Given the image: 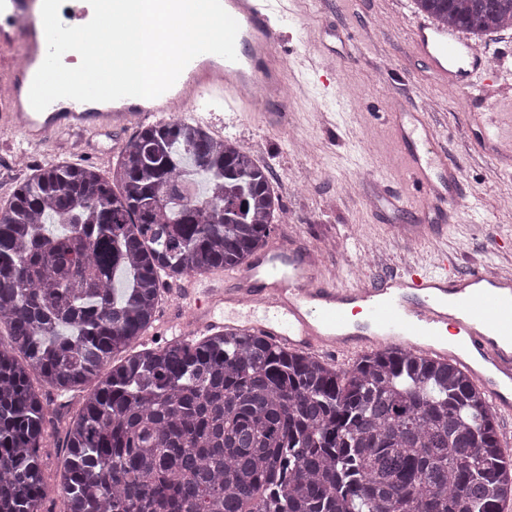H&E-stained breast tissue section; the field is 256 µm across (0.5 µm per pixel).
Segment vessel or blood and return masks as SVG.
<instances>
[{"instance_id": "b4317fda", "label": "vessel or blood", "mask_w": 512, "mask_h": 512, "mask_svg": "<svg viewBox=\"0 0 512 512\" xmlns=\"http://www.w3.org/2000/svg\"><path fill=\"white\" fill-rule=\"evenodd\" d=\"M236 19V61L194 58L176 83L154 99L126 97L101 106L59 99L43 112L29 102L33 77L47 44L42 0L0 5V129L17 132L26 147L50 136L92 137L132 122L162 121L202 92L218 88L228 102H243L265 125L281 128L289 118L279 101L286 89L283 59L275 51L281 34L271 23L269 0H221ZM63 24L89 21L87 0L61 6ZM417 53L434 74L461 94L475 79L500 78V68L459 33L419 22L412 31ZM404 155L403 183L415 187L439 221L420 224L412 244L439 240L444 222L467 203L460 167L437 144L429 114L417 108L390 115ZM455 255L441 250L400 268L373 273L353 287L326 277L316 253L299 240L271 242L250 267L226 274L219 287L189 293L192 319L202 329L237 328L266 336L294 350L352 355L374 347L417 349L428 357L456 361L472 375L493 408L512 416V273L474 268L460 273Z\"/></svg>"}]
</instances>
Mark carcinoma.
I'll return each instance as SVG.
<instances>
[{"instance_id":"1","label":"carcinoma","mask_w":512,"mask_h":512,"mask_svg":"<svg viewBox=\"0 0 512 512\" xmlns=\"http://www.w3.org/2000/svg\"><path fill=\"white\" fill-rule=\"evenodd\" d=\"M415 2L444 29L512 28V0ZM282 212L248 149L175 118L109 178L65 163L16 186L0 206V512L52 493L66 512H502L512 459L452 362L387 348L340 370L224 328L128 353L163 278L249 265ZM34 374L94 383L54 487Z\"/></svg>"}]
</instances>
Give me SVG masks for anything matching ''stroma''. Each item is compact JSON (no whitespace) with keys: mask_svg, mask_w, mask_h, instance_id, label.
Masks as SVG:
<instances>
[{"mask_svg":"<svg viewBox=\"0 0 512 512\" xmlns=\"http://www.w3.org/2000/svg\"><path fill=\"white\" fill-rule=\"evenodd\" d=\"M293 16L277 22L288 67L307 81L306 90L287 87V127L272 129L255 113L199 112L195 118L218 137L249 148L268 168L271 184L288 220L273 225L270 240L299 237L316 250L326 273L353 286L385 264L403 261L407 248L389 231L395 224H418L425 204L413 196L401 212L384 208L380 184L399 177L398 144L384 114L392 107L426 106L434 135L459 162L469 204L450 225L442 247L458 257L459 271L475 267L512 270V167L479 150L483 116L511 112L512 92L478 85L459 96L440 82L415 54L412 26L420 11L414 0H293ZM329 55L338 79L324 87L307 71L308 58ZM137 126L74 143L63 152L53 142L34 150L37 169L57 163L96 166L111 174L121 149ZM190 279L165 285L161 322L145 337L147 345L171 340L167 324L185 318L179 298ZM83 391L51 392L52 419L41 456L48 482H58L68 422L83 407Z\"/></svg>","mask_w":512,"mask_h":512,"instance_id":"obj_1","label":"stroma"}]
</instances>
